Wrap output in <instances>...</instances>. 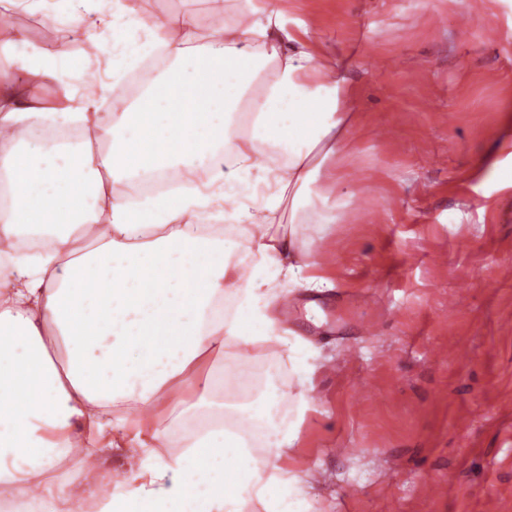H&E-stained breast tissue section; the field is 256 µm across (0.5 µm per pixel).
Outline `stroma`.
Instances as JSON below:
<instances>
[{"label":"stroma","mask_w":512,"mask_h":512,"mask_svg":"<svg viewBox=\"0 0 512 512\" xmlns=\"http://www.w3.org/2000/svg\"><path fill=\"white\" fill-rule=\"evenodd\" d=\"M345 67L359 122L352 198L304 236L343 315L316 334L315 406L293 462L314 512H512V158L492 149L512 128V0H271ZM479 25L457 33L465 10ZM369 291V307L348 304ZM374 322L372 334L359 331ZM365 379L370 392L354 397ZM442 494L428 501L422 483Z\"/></svg>","instance_id":"obj_1"}]
</instances>
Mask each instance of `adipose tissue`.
Returning a JSON list of instances; mask_svg holds the SVG:
<instances>
[{"instance_id":"adipose-tissue-1","label":"adipose tissue","mask_w":512,"mask_h":512,"mask_svg":"<svg viewBox=\"0 0 512 512\" xmlns=\"http://www.w3.org/2000/svg\"><path fill=\"white\" fill-rule=\"evenodd\" d=\"M144 0H0V483L9 512L32 489L68 505L49 472L74 441L127 455L126 476L94 492L98 512H312L285 459L313 408L309 347L272 308L311 266L300 215L325 223L348 199L352 89L309 24L267 0L200 31L193 10ZM51 23L54 48L13 18ZM96 69L97 81L77 80ZM22 70L26 82L12 75ZM114 343L107 365L89 354ZM67 349L51 354L54 339ZM287 342L259 380L227 346ZM208 357L197 401L161 411L184 369ZM259 398L249 411L228 381ZM141 411L129 429L120 406Z\"/></svg>"}]
</instances>
